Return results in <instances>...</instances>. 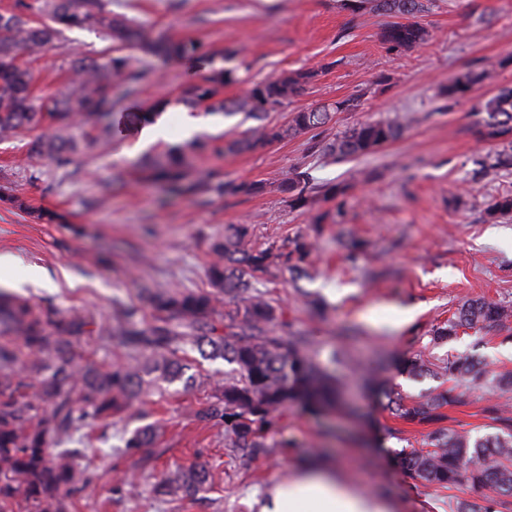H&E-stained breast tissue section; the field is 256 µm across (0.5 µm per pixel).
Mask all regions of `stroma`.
I'll return each mask as SVG.
<instances>
[{
	"instance_id": "stroma-1",
	"label": "stroma",
	"mask_w": 512,
	"mask_h": 512,
	"mask_svg": "<svg viewBox=\"0 0 512 512\" xmlns=\"http://www.w3.org/2000/svg\"><path fill=\"white\" fill-rule=\"evenodd\" d=\"M105 2L172 39L197 42L202 58L191 63L126 51L143 70L140 94L120 102L114 114L153 113L154 100L168 98L169 106L155 113L167 130L164 139L142 145L140 124H131L111 143L74 154L64 166L29 158L30 134L0 143V253L17 260L6 291L63 312L82 311L104 326L120 306L150 314L144 287L208 289L211 245L227 225H250L260 246L309 238L314 250L306 274L283 273L264 289L285 310V333L311 337L318 361L333 365L342 404L320 415L290 410L275 421L276 447L240 463L227 456L218 427L189 414L204 400L205 383L223 377L228 365L190 351L193 388L180 381L163 384L99 425L89 450L96 478L77 494L75 512H254L253 496L295 475L318 454L334 462L347 482L391 500L395 512H453L461 502L485 504L491 491L424 486L394 466L390 450L419 446L427 429L385 410L371 393L369 372L379 361L461 353L512 371V320L461 330L450 343L431 341L433 327L447 322L465 300L512 304V218L486 216L493 198L512 194V169L481 174L476 166L477 159L500 149L480 137L476 107L512 86V64L470 97L449 101L438 95L465 68L512 57V0H431L422 17L431 37L408 51L388 50L380 41L392 16H355L342 0ZM223 47L238 48L239 59L206 63ZM79 50L104 58L112 43L95 25L64 31L33 65L37 96L70 90ZM222 66L236 77L222 88L224 98L287 70H318L315 82L272 113L281 124L291 112L361 95L358 111L336 113L324 128L326 140L369 120L409 114L415 121L400 139L353 161L336 162L310 150L305 135L259 153L201 158V166L226 179L267 182L268 191L257 197L217 190L194 196L140 181L139 167L149 155L185 143L188 122H197L200 135L210 139L252 127L243 113L210 114L179 101L186 83ZM296 165L308 169L314 183L345 180L352 188L314 210L291 209L274 185ZM38 211L58 219L37 220ZM34 266L46 271L47 282H29ZM407 311L412 320L398 325ZM337 349L347 361L331 363ZM505 403L512 405V389L467 392L448 407L449 425L485 434L491 423L487 407ZM153 422L163 432L145 466L140 454L124 453L122 437ZM192 466L212 469L215 490L195 500L161 501L151 494L166 473ZM122 476L127 482L120 487L116 480Z\"/></svg>"
}]
</instances>
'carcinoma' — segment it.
<instances>
[{
  "label": "carcinoma",
  "mask_w": 512,
  "mask_h": 512,
  "mask_svg": "<svg viewBox=\"0 0 512 512\" xmlns=\"http://www.w3.org/2000/svg\"><path fill=\"white\" fill-rule=\"evenodd\" d=\"M353 10H369L402 18L381 32L392 51L416 47L429 37L420 21L428 0H355ZM48 20H35L19 5L0 12V142L25 132H38L30 142L31 157H47L59 165L69 162L80 146L70 130L98 121L104 136H112V109L139 94L140 71L121 54L136 46L147 55L181 59L198 53L191 40L175 41L152 26L134 23L124 14L106 9L103 0H45ZM99 26L118 54L105 62L80 57L72 71L69 92L40 100L33 91L30 64L51 48L66 29ZM512 61L499 60L467 69L443 85L440 95L465 98L490 81L496 68ZM317 72H283L253 84L241 97L219 100V89L234 81L233 72L213 69L200 83L186 85L179 101L188 106L210 103L214 112H243L257 125L221 145L196 139L186 146L169 147L149 158L141 178L179 192L201 195L217 187L229 196L256 197L267 191L261 180H224L214 170L201 171L194 159L211 152L238 154L316 132L336 112H355L360 97L344 98L291 113L288 124L269 121L292 98L300 95ZM480 135L501 141L506 149L477 161L480 172L512 166V87H504L482 103ZM411 122L407 116L366 121L332 139L318 143L321 152L338 160L361 158L398 139ZM345 182L316 186L307 170L297 166L281 177L277 190L291 208L311 210L320 201L347 194ZM493 218L512 217V195L496 198L487 209ZM251 227L232 224L224 239L214 242V260L208 269L210 290L189 289L155 293L151 314L144 318L132 307L119 308L113 317L112 339L125 349L119 363L87 360L77 365L74 356L91 334L85 314L66 315L28 298H6L0 293V512H70L71 492L89 485L94 474L80 463L82 452L70 448L75 435L91 437L98 422L124 413L132 401L158 381L173 383L186 369V347L224 358L232 368L212 382L204 403L190 415L202 424L224 425V447L234 457L253 461L275 447L270 442L273 419L292 408L324 413L336 409V378L316 359L306 336L274 331L284 324V310L257 288L283 269L306 272L313 243L296 238L285 250L274 244L256 247ZM512 316V306L489 300H469L448 321L433 330L432 339L445 343L459 339L461 329H475ZM400 372L411 377L429 375L438 387L416 401H406L390 388L380 397L397 418L426 425L421 447L392 451L397 466L411 480L440 487L466 484L475 491L493 490L495 504L512 512V412L498 405L488 408L502 431L472 436L448 427L444 409L458 401L460 391L512 388V373L476 365L470 355L432 362L409 357ZM41 376L37 389L22 374ZM157 423L138 427L123 437L124 448L137 452L155 447ZM210 487L203 467L176 471L153 486L158 496L191 499Z\"/></svg>",
  "instance_id": "obj_1"
}]
</instances>
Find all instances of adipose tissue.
I'll return each mask as SVG.
<instances>
[{
	"mask_svg": "<svg viewBox=\"0 0 512 512\" xmlns=\"http://www.w3.org/2000/svg\"><path fill=\"white\" fill-rule=\"evenodd\" d=\"M256 512H391L387 500L344 481L329 464L315 463L274 483L255 502Z\"/></svg>",
	"mask_w": 512,
	"mask_h": 512,
	"instance_id": "ef3b65f1",
	"label": "adipose tissue"
}]
</instances>
